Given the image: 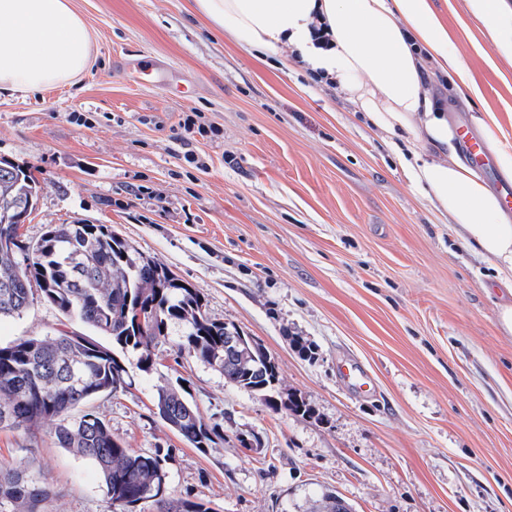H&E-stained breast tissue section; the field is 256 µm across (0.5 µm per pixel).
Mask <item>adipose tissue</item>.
Masks as SVG:
<instances>
[{"label": "adipose tissue", "instance_id": "ef3b65f1", "mask_svg": "<svg viewBox=\"0 0 512 512\" xmlns=\"http://www.w3.org/2000/svg\"><path fill=\"white\" fill-rule=\"evenodd\" d=\"M497 55L512 61L505 0H464ZM241 45L289 59L336 85L370 124L407 148L410 185L512 291V217L466 165L434 89L454 79L480 86L448 40L434 0H195ZM323 39H315V29ZM92 35L69 0H0V95L70 83L88 67Z\"/></svg>", "mask_w": 512, "mask_h": 512}]
</instances>
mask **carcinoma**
<instances>
[{
    "label": "carcinoma",
    "mask_w": 512,
    "mask_h": 512,
    "mask_svg": "<svg viewBox=\"0 0 512 512\" xmlns=\"http://www.w3.org/2000/svg\"><path fill=\"white\" fill-rule=\"evenodd\" d=\"M39 186L25 171L0 163V218L37 200ZM63 318L85 328L28 336L0 344V410L12 422L0 428L35 437L45 423L55 425L56 444L90 461L103 486L105 512H133L134 504L153 499L158 512H211L203 501L156 498L168 480L170 449L139 453L112 434L93 410L101 397L128 389L126 363L155 369L153 349L181 325L178 351L221 371L229 383L261 395L275 411L285 409L312 417L313 409L296 394L282 398L277 365L251 337L233 338L234 326L211 318L204 295L179 281L165 266L143 255L104 224H51L36 241L14 251L0 247V319L21 316L34 300L33 287ZM150 321L142 324L140 313ZM105 336V344L96 337ZM184 379H163L154 397L155 414L191 447L204 451L224 437L221 425L204 421ZM60 490L37 475L26 462H0V512H43L42 504ZM313 512H350L346 503L326 494Z\"/></svg>",
    "instance_id": "1"
}]
</instances>
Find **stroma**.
<instances>
[{
	"mask_svg": "<svg viewBox=\"0 0 512 512\" xmlns=\"http://www.w3.org/2000/svg\"><path fill=\"white\" fill-rule=\"evenodd\" d=\"M448 36L483 89L464 102L441 84L450 124L496 114L512 136V64L463 0H435ZM93 35L73 83L0 96V161L38 180L21 228L106 224L206 299L277 362L281 395L314 411H272L185 353L178 326L157 369L129 365L127 393L94 407L138 452L168 448L172 497L213 512H304L332 491L353 512H512V333L488 265L406 179L400 156L331 86L285 59L248 50L211 25L194 0H71ZM147 60L166 82L136 83ZM199 112L216 134L177 138ZM193 151L205 162L184 159ZM35 300L0 320V343L72 330ZM315 347L300 356L296 339ZM367 375L355 387L342 368ZM183 377L205 422L224 438L199 452L152 412L159 376ZM35 459L62 495L45 512H104L99 474L59 448L0 430V460Z\"/></svg>",
	"mask_w": 512,
	"mask_h": 512,
	"instance_id": "35a3bbf8",
	"label": "stroma"
}]
</instances>
